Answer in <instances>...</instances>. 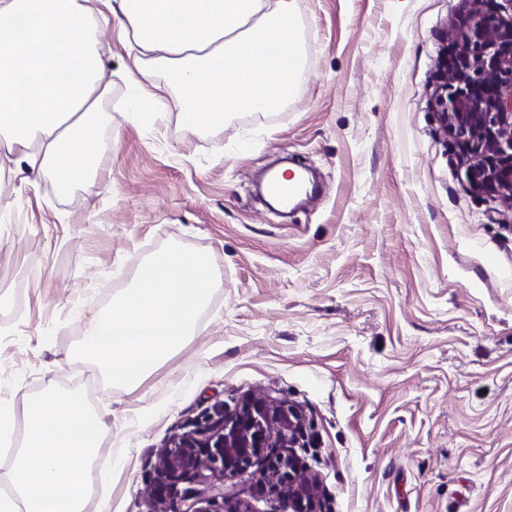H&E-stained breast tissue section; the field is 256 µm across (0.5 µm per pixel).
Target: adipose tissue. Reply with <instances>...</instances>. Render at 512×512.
<instances>
[{"label":"adipose tissue","instance_id":"1","mask_svg":"<svg viewBox=\"0 0 512 512\" xmlns=\"http://www.w3.org/2000/svg\"><path fill=\"white\" fill-rule=\"evenodd\" d=\"M293 0H0V144L17 171L85 180L98 147L93 114L109 93L99 33L118 25L139 48L135 82L165 67L191 119L212 124L241 105L272 109L292 82L272 30ZM102 438L79 393L48 391L25 407L0 512H86Z\"/></svg>","mask_w":512,"mask_h":512}]
</instances>
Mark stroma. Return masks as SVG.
<instances>
[{"instance_id":"stroma-1","label":"stroma","mask_w":512,"mask_h":512,"mask_svg":"<svg viewBox=\"0 0 512 512\" xmlns=\"http://www.w3.org/2000/svg\"><path fill=\"white\" fill-rule=\"evenodd\" d=\"M472 0H296L300 63L275 110L191 126L157 70L99 37L110 93L90 178L0 168V397L54 388L103 421L95 496L149 512L156 454L251 395L296 405L325 512H512V206L469 188L428 102ZM322 190L286 216L254 191L279 159ZM222 281L197 335L138 386L76 359L85 320L164 244ZM203 498L285 512L248 471Z\"/></svg>"}]
</instances>
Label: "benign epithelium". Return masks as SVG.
Returning <instances> with one entry per match:
<instances>
[{
  "label": "benign epithelium",
  "mask_w": 512,
  "mask_h": 512,
  "mask_svg": "<svg viewBox=\"0 0 512 512\" xmlns=\"http://www.w3.org/2000/svg\"><path fill=\"white\" fill-rule=\"evenodd\" d=\"M454 59L443 53L432 108L443 132L467 157L475 192L512 204V17L478 7L452 36ZM304 418L286 401L249 397L221 410L160 449L148 496L152 512H207L190 484L222 481L259 468L260 485L288 512H323L318 479L306 473ZM178 500L185 510L174 507Z\"/></svg>",
  "instance_id": "benign-epithelium-1"
}]
</instances>
